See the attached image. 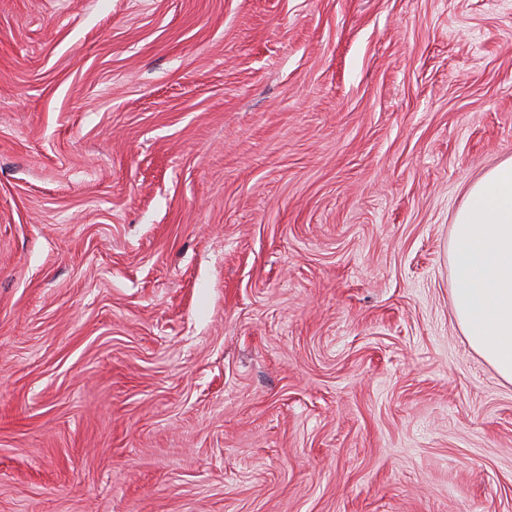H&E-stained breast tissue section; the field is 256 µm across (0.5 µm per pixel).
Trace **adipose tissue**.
I'll return each mask as SVG.
<instances>
[{
	"label": "adipose tissue",
	"mask_w": 512,
	"mask_h": 512,
	"mask_svg": "<svg viewBox=\"0 0 512 512\" xmlns=\"http://www.w3.org/2000/svg\"><path fill=\"white\" fill-rule=\"evenodd\" d=\"M448 262L468 345L512 383V159L469 187L451 226Z\"/></svg>",
	"instance_id": "1"
}]
</instances>
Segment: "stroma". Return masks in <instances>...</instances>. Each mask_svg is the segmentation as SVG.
<instances>
[{"label": "stroma", "instance_id": "obj_1", "mask_svg": "<svg viewBox=\"0 0 512 512\" xmlns=\"http://www.w3.org/2000/svg\"><path fill=\"white\" fill-rule=\"evenodd\" d=\"M509 158L512 0H0V512H512ZM448 262L468 345L512 383V159L469 187L451 226Z\"/></svg>", "mask_w": 512, "mask_h": 512}]
</instances>
